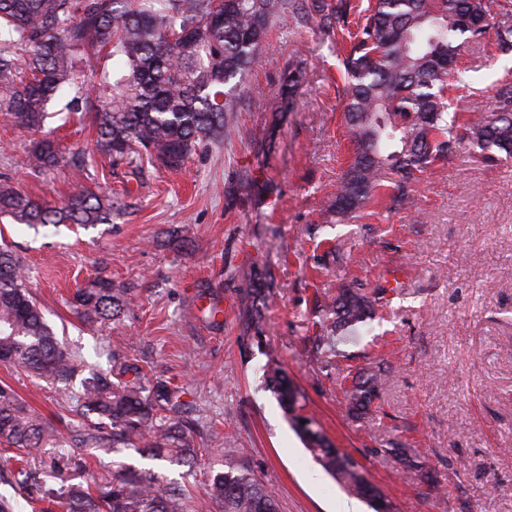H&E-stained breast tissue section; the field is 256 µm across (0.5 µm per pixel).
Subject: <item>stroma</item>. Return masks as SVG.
Returning <instances> with one entry per match:
<instances>
[{
    "label": "stroma",
    "instance_id": "35a3bbf8",
    "mask_svg": "<svg viewBox=\"0 0 512 512\" xmlns=\"http://www.w3.org/2000/svg\"><path fill=\"white\" fill-rule=\"evenodd\" d=\"M234 114L230 139L208 143L178 172L97 157L91 179L68 167L30 173L28 137L0 118V180L57 199L79 188L111 193L112 221L44 237L0 217V241L31 271L30 288L87 368L139 364L148 380L183 392L199 450L193 468L135 451L74 449L66 432L38 467L111 477L114 464L184 484L196 512H211L206 487L215 460L234 463L276 495L277 512H337L346 493L311 457L264 385L280 362L304 397L305 415L362 466L400 512H512V159L475 162L463 146L423 173L417 213L370 207L326 220L352 142L341 118V63L327 33L291 16L275 20ZM304 80L294 111H278L282 75ZM512 75V53L491 40L468 44L455 76L484 107ZM67 97L49 105L63 147H94L89 125L69 119ZM274 135L270 153L255 143ZM399 268V293L357 327L343 357L312 363L317 299L343 283L375 288ZM270 284L264 333L243 332L237 290L249 270ZM104 274L133 297L123 314L86 327L72 312L77 288ZM385 359L390 380L371 411L343 406L346 373ZM9 384L41 416L57 420L68 397L27 370L0 364ZM417 449L424 472L390 456Z\"/></svg>",
    "mask_w": 512,
    "mask_h": 512
}]
</instances>
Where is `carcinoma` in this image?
I'll list each match as a JSON object with an SVG mask.
<instances>
[{
    "instance_id": "carcinoma-1",
    "label": "carcinoma",
    "mask_w": 512,
    "mask_h": 512,
    "mask_svg": "<svg viewBox=\"0 0 512 512\" xmlns=\"http://www.w3.org/2000/svg\"><path fill=\"white\" fill-rule=\"evenodd\" d=\"M494 0H0V115L33 137L28 166L34 175L64 162L57 140L44 133L49 102L74 92L67 109L89 118L96 130L95 153L69 157V168L87 178L95 154L140 170L178 171L198 147L233 131L238 87L257 64L273 19L286 13L350 42L343 66V119L353 153L336 186L328 212L340 218L361 212L382 182L397 175L385 209L407 210L415 202L419 176L459 146L479 149L475 158L493 166L512 158V81L499 84L490 104L449 111V100L465 98L451 83L448 60L489 31L502 53L512 52V11L492 9ZM123 60L121 75L95 82L90 63L102 54ZM303 75L288 71L282 87L288 103ZM112 196L87 189L59 201L33 197L9 180L0 181V216L55 235L76 224L84 229L112 221ZM263 274L246 273L238 289L246 331L263 335L260 305ZM383 283L372 292L341 285L323 304L314 353L320 363L337 357L346 332L373 317L390 301ZM130 304L127 292L106 276L78 290L71 301L87 324L118 316ZM0 362L27 368L52 383L66 384L80 372V356L57 337L29 290L22 257L0 247ZM124 381L92 372L83 379L67 411L71 437L84 447L132 448L151 458L191 467L198 451L187 431L179 391L163 381H143L140 366L121 365ZM384 364L355 377L345 408L359 417L388 379ZM266 386L303 438L312 458L349 495L365 499L366 481L312 422L279 367L266 372ZM52 422L36 416L8 385H0V445L18 464L15 488L31 502L66 503L65 512H192L183 489L120 465L112 480L58 489L32 469L53 444ZM387 452L404 467L424 468L407 448ZM207 494L217 512H276L274 493L232 463L213 474Z\"/></svg>"
}]
</instances>
